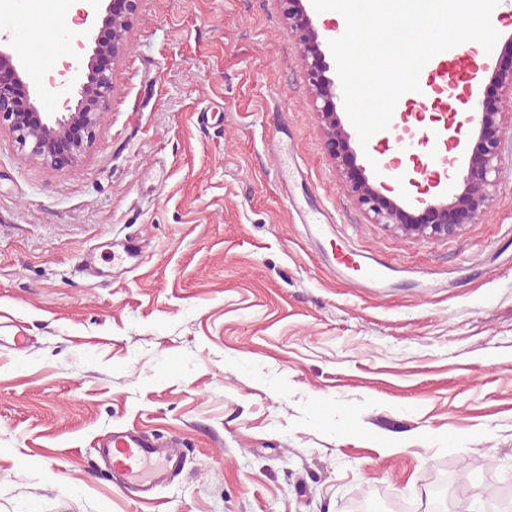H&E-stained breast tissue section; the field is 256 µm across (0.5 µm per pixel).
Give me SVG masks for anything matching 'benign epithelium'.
<instances>
[{"instance_id": "obj_1", "label": "benign epithelium", "mask_w": 512, "mask_h": 512, "mask_svg": "<svg viewBox=\"0 0 512 512\" xmlns=\"http://www.w3.org/2000/svg\"><path fill=\"white\" fill-rule=\"evenodd\" d=\"M136 0H112V13L101 20L98 33L91 37V55L77 68L71 83L73 104L53 115L37 111L36 99L28 95L17 100L15 84L23 82L21 65L13 56L0 51V128L5 127L31 156L52 166H67L77 161L85 144L93 137L100 117L106 111L112 93L109 71L100 60H115L126 45L127 16ZM305 0H280L285 14L300 34L302 62L321 102L319 114L325 123L329 155L346 171L349 191L358 205L378 224L419 238H448L465 223L474 222L493 196L502 155L499 116L501 107L490 108L481 91L473 94L475 112L469 119L470 136L463 155L446 156L445 168L461 172L460 185L452 193L432 180L423 196L403 203L382 192L384 186L366 175V167L357 163L353 136L345 129L336 112V85L327 75L319 33L304 5ZM488 81L496 89L512 87V37L502 44Z\"/></svg>"}]
</instances>
